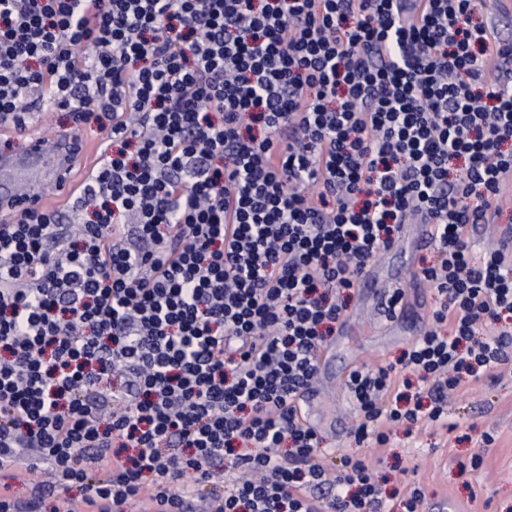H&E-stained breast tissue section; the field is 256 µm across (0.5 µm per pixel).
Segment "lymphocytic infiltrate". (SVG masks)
<instances>
[{
	"instance_id": "obj_1",
	"label": "lymphocytic infiltrate",
	"mask_w": 512,
	"mask_h": 512,
	"mask_svg": "<svg viewBox=\"0 0 512 512\" xmlns=\"http://www.w3.org/2000/svg\"><path fill=\"white\" fill-rule=\"evenodd\" d=\"M477 0H0V126L34 94L106 135L64 221L0 220V512H379L297 405L376 258L439 255L428 329L352 370L359 444L512 377V38ZM227 463L224 490L197 486ZM45 468L26 502L13 481ZM493 224H474L471 227L470 237L474 252L484 253L490 248L498 246L501 231L508 225L512 228V202L504 207L502 212L495 217Z\"/></svg>"
}]
</instances>
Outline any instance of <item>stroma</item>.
I'll return each instance as SVG.
<instances>
[{"mask_svg":"<svg viewBox=\"0 0 512 512\" xmlns=\"http://www.w3.org/2000/svg\"><path fill=\"white\" fill-rule=\"evenodd\" d=\"M61 134L87 145L104 138L96 128L76 124L68 113L35 110L30 137L51 140ZM424 232L422 225H407L399 244L380 255L368 287L352 296L346 322L332 338L334 357L315 385L325 395L316 414L322 445L332 451L325 463L336 470L344 458L368 454L383 498L413 481L438 512H512V379L486 374L464 380L444 408L448 429L420 425L408 432L400 426L386 447L373 452L352 434L355 417L345 388L350 371L396 363L429 326L437 294L420 279L419 270L434 262L436 254L426 246ZM396 287L405 290L409 310L390 320L381 297L385 289ZM487 434L494 438L489 446L483 440ZM477 455L483 463L475 469L471 461Z\"/></svg>","mask_w":512,"mask_h":512,"instance_id":"stroma-1","label":"stroma"}]
</instances>
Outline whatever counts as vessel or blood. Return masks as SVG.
<instances>
[{
  "instance_id": "vessel-or-blood-1",
  "label": "vessel or blood",
  "mask_w": 512,
  "mask_h": 512,
  "mask_svg": "<svg viewBox=\"0 0 512 512\" xmlns=\"http://www.w3.org/2000/svg\"><path fill=\"white\" fill-rule=\"evenodd\" d=\"M98 151L82 147L71 136H60L50 142L30 141L13 152L0 153V205H16L25 201L27 206L36 208L50 207L52 202H66L71 197L70 173L77 161H84L86 167H94ZM38 169L40 178L32 182L27 198L17 193L15 177ZM53 183L57 189L55 199H48L44 192L45 183Z\"/></svg>"
}]
</instances>
